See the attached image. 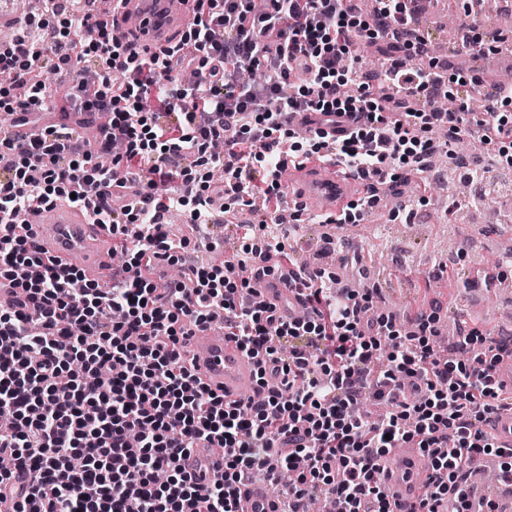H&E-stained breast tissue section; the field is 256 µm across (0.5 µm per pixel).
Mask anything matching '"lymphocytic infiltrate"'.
<instances>
[{
    "label": "lymphocytic infiltrate",
    "instance_id": "f902f5d3",
    "mask_svg": "<svg viewBox=\"0 0 512 512\" xmlns=\"http://www.w3.org/2000/svg\"><path fill=\"white\" fill-rule=\"evenodd\" d=\"M179 47L135 59L126 37L90 9L45 0L16 16L0 42V109L41 117L104 114L92 141L50 130L29 141L0 138V281L15 298L0 306V488L29 477L15 512H238L246 473L281 484L283 512H304L325 494L338 512H396L383 488L394 449L412 442L430 458L418 506L409 512H470L467 486L488 456L512 482V448L483 426L512 404L492 365L501 336L472 328L449 352L436 348L435 314L406 330L370 295L325 269L307 279L286 272L285 244L256 253L261 227L239 225L242 250L226 263L189 265L190 244L168 231L171 213L210 221L208 170L224 172L230 205L280 208L278 175L332 155L369 183L398 184L423 173L440 150L432 129L468 132V112L443 107L445 83L478 85L423 67L406 0H195ZM369 43L380 67L360 62ZM56 76L55 88L42 79ZM260 70V82L242 80ZM318 121L347 117L352 130L328 140L298 135L285 114ZM138 191L122 203L113 187ZM74 198L91 208L122 256L100 284L76 266L58 267L23 235L34 204ZM181 280L157 279L160 264ZM287 275L304 298L302 315L278 318L258 297L260 278ZM223 320L255 362L263 400L226 401L183 358L185 337ZM224 451L218 474L190 473L198 440Z\"/></svg>",
    "mask_w": 512,
    "mask_h": 512
}]
</instances>
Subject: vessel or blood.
Returning a JSON list of instances; mask_svg holds the SVG:
<instances>
[{"label": "vessel or blood", "instance_id": "obj_1", "mask_svg": "<svg viewBox=\"0 0 512 512\" xmlns=\"http://www.w3.org/2000/svg\"><path fill=\"white\" fill-rule=\"evenodd\" d=\"M194 0H112L108 19L138 48L155 52L176 44L180 33L191 23ZM93 117L84 112H57L53 123L62 134L92 124ZM283 192L292 193L298 205L311 208L313 214L336 217L353 198L364 197L367 186L351 177L349 171L335 160L309 166L307 173L292 169L279 179ZM30 235L34 245L50 251L62 260H71L80 248L95 244L98 261H111L107 232L97 224L91 210L60 202L54 206L34 208L29 214ZM263 300L283 316H291L301 308L298 289L284 280H266L260 290ZM186 355L206 375L212 388L223 392L225 399L238 400L248 396L254 385L252 362L238 349L234 340L213 338L201 332L192 336ZM488 431L504 447H512V409L502 408L487 421ZM190 470L205 468L216 472L222 466L221 452L209 442H200L186 461ZM430 462L420 449L408 447L407 462L397 471H388L385 484L398 512H408L422 492L421 474ZM242 512H282V504L266 483L250 478L240 486Z\"/></svg>", "mask_w": 512, "mask_h": 512}]
</instances>
